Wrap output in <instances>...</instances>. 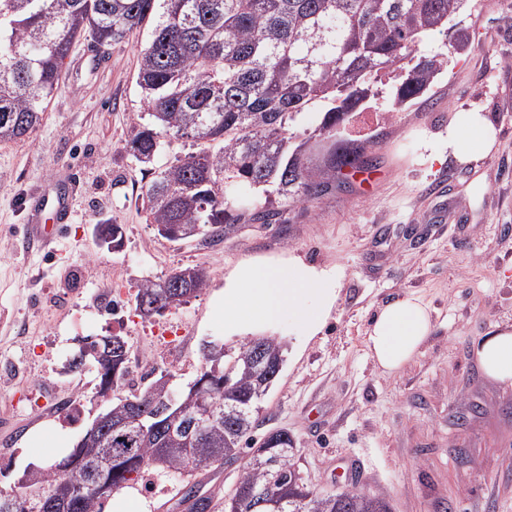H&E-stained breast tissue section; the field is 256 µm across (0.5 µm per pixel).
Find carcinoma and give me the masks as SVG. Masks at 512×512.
I'll return each mask as SVG.
<instances>
[{
  "mask_svg": "<svg viewBox=\"0 0 512 512\" xmlns=\"http://www.w3.org/2000/svg\"><path fill=\"white\" fill-rule=\"evenodd\" d=\"M470 0H0V142L23 141L40 125L58 88L75 39L119 42L150 23L137 84L150 121H132L125 149L151 175L141 194L147 223L168 240L183 228L213 242L239 224H277L286 208L320 200L348 184L346 170H371L379 158L373 141L336 134L364 106L379 99L393 112L423 97L443 67L436 53L417 56L436 33L454 31L456 48L468 37L462 16ZM394 74L387 95L380 74ZM317 122L295 141L290 127L309 111ZM173 140L194 151L158 164ZM251 196L236 203L238 187ZM182 286L167 277L136 286L143 319L177 308L208 286V272L180 269ZM285 362L272 338L250 339L235 349L205 347L196 379L176 394L162 375L142 393L108 408L110 428L81 438L66 456L28 470L20 489L0 491V512H103L113 493L148 468L188 475L247 454L238 479L224 495V512H391L382 496L348 489L320 496L292 463L284 432L275 441L252 438L254 413L272 387L259 385L247 359L254 350ZM93 357L99 392L120 387L129 375L128 349L106 353L89 338L80 356ZM175 399L184 416L212 409L230 414L201 429L152 432L167 420ZM144 417L132 420L131 401ZM260 458L255 462L254 458ZM74 466L77 489L63 468ZM183 486L192 512H208L210 498Z\"/></svg>",
  "mask_w": 512,
  "mask_h": 512,
  "instance_id": "carcinoma-1",
  "label": "carcinoma"
}]
</instances>
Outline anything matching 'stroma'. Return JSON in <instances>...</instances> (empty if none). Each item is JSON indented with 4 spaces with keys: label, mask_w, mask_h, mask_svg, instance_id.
<instances>
[{
    "label": "stroma",
    "mask_w": 512,
    "mask_h": 512,
    "mask_svg": "<svg viewBox=\"0 0 512 512\" xmlns=\"http://www.w3.org/2000/svg\"><path fill=\"white\" fill-rule=\"evenodd\" d=\"M505 0H477L463 25L466 50L433 35L422 53L444 64L425 100L399 111L375 105L365 133L381 164L370 184L287 208L280 224H241L216 243H172L145 221L146 183L127 153L143 26L101 47L108 65L86 71L77 42L41 124L28 140L0 143V490L25 470L60 459L105 410L92 363L74 366L87 336L119 334L130 375L120 397L166 374L172 388L197 375L207 342L226 340L211 307L239 260L293 252L334 263L344 278L318 336L283 324L288 353L260 404L254 438L287 430L293 463L321 495L358 489L392 512H512V388L481 371L474 347L512 325V22ZM456 112H482L497 148L472 166L433 159ZM79 184L71 224L49 246L31 242L19 202L66 170ZM121 225L123 245L97 244L95 226ZM187 266L205 268L207 288L187 304L142 319L133 297L107 299L103 281L122 268L129 287ZM406 295L428 307L432 331L417 358L381 374L366 346L381 308ZM166 336H158V329ZM78 416H70L71 405ZM185 477L148 471L136 490L149 512H182Z\"/></svg>",
    "instance_id": "1"
}]
</instances>
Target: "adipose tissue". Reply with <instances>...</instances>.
<instances>
[{
	"label": "adipose tissue",
	"mask_w": 512,
	"mask_h": 512,
	"mask_svg": "<svg viewBox=\"0 0 512 512\" xmlns=\"http://www.w3.org/2000/svg\"><path fill=\"white\" fill-rule=\"evenodd\" d=\"M497 140L494 125L481 112H458L448 121L446 144L426 141L434 158L472 165L487 157ZM342 270L314 264L296 255L249 257L224 276L214 309L228 336H270L282 319H291L301 335L322 332L340 296ZM431 333L427 307L411 295L385 305L368 335V352L382 373L392 374L411 362ZM475 354L484 374L512 387V326L483 336Z\"/></svg>",
	"instance_id": "1"
}]
</instances>
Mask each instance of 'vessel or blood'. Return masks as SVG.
Wrapping results in <instances>:
<instances>
[{
  "mask_svg": "<svg viewBox=\"0 0 512 512\" xmlns=\"http://www.w3.org/2000/svg\"><path fill=\"white\" fill-rule=\"evenodd\" d=\"M77 187L75 178L70 176L65 180L63 187L44 188L25 199L31 234L39 243H51L62 225L69 223L70 199Z\"/></svg>",
  "mask_w": 512,
  "mask_h": 512,
  "instance_id": "obj_1",
  "label": "vessel or blood"
}]
</instances>
